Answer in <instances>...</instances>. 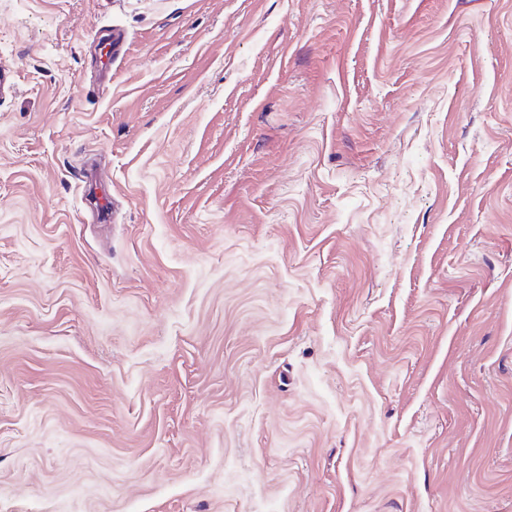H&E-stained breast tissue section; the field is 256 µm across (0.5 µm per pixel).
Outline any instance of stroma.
Listing matches in <instances>:
<instances>
[{"mask_svg": "<svg viewBox=\"0 0 512 512\" xmlns=\"http://www.w3.org/2000/svg\"><path fill=\"white\" fill-rule=\"evenodd\" d=\"M0 69V512H512V0H0Z\"/></svg>", "mask_w": 512, "mask_h": 512, "instance_id": "obj_1", "label": "stroma"}]
</instances>
